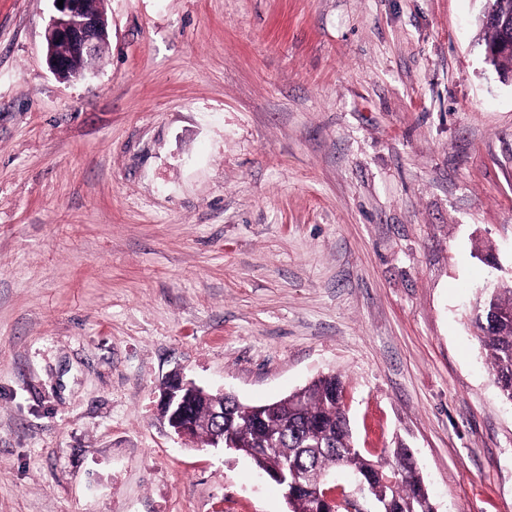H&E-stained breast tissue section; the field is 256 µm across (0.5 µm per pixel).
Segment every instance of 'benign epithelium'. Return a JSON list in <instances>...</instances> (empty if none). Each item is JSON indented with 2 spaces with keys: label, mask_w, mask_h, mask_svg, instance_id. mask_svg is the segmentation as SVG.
<instances>
[{
  "label": "benign epithelium",
  "mask_w": 512,
  "mask_h": 512,
  "mask_svg": "<svg viewBox=\"0 0 512 512\" xmlns=\"http://www.w3.org/2000/svg\"><path fill=\"white\" fill-rule=\"evenodd\" d=\"M54 12L45 26L46 60L51 72L57 77L68 74V62L55 53L60 43L69 45L72 54L83 63L84 76L98 71V52L101 44L108 38L109 22L102 13L90 14L83 8L82 0H64L63 7H58V0H52ZM490 24L499 31L497 42L485 51L486 62H492L493 56L512 55V13L490 19ZM196 384L175 372L169 376L161 387L160 417L168 428L181 439L192 435L193 427L184 414L182 404L177 401L179 391L191 390ZM299 477L316 480L322 486L320 498L330 504H343L342 495L331 485V478L322 474L318 477L311 472L301 473Z\"/></svg>",
  "instance_id": "obj_1"
}]
</instances>
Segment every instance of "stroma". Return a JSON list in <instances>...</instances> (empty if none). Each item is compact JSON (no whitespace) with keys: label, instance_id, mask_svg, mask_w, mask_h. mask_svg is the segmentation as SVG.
Here are the masks:
<instances>
[{"label":"stroma","instance_id":"35a3bbf8","mask_svg":"<svg viewBox=\"0 0 512 512\" xmlns=\"http://www.w3.org/2000/svg\"><path fill=\"white\" fill-rule=\"evenodd\" d=\"M485 0H0V512H288L157 416L174 371L274 401L338 374L355 447L437 512H512L475 301L512 279V83ZM54 12L45 26L46 60L51 72L58 78L68 74L76 79L82 77L81 67L70 70L66 59L55 53L60 43L69 45L72 54L83 63L84 78L98 71V52L107 41L109 22L102 13H87L82 0H64L58 8V0H52Z\"/></svg>","mask_w":512,"mask_h":512}]
</instances>
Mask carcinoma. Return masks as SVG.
Masks as SVG:
<instances>
[{
  "instance_id": "1",
  "label": "carcinoma",
  "mask_w": 512,
  "mask_h": 512,
  "mask_svg": "<svg viewBox=\"0 0 512 512\" xmlns=\"http://www.w3.org/2000/svg\"><path fill=\"white\" fill-rule=\"evenodd\" d=\"M512 308V284L483 292L478 302L479 339L501 396L512 402V320L498 318ZM343 383L325 374L286 398L263 404H229L224 423L216 421L215 394H188L195 438L208 445L219 433L233 436L235 452L252 460L262 473L286 463L288 474L274 482L284 491L289 512H321L322 505L296 468L331 474L346 471L380 512H435L410 449L399 444L375 456L352 446L343 404Z\"/></svg>"
}]
</instances>
